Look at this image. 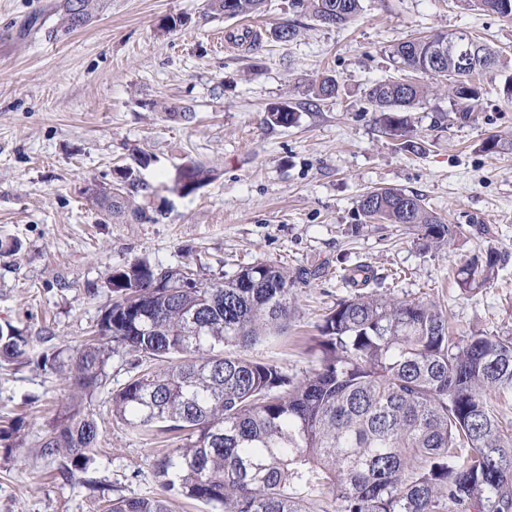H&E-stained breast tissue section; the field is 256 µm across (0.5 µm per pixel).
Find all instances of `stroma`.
Listing matches in <instances>:
<instances>
[{
	"instance_id": "35a3bbf8",
	"label": "stroma",
	"mask_w": 512,
	"mask_h": 512,
	"mask_svg": "<svg viewBox=\"0 0 512 512\" xmlns=\"http://www.w3.org/2000/svg\"><path fill=\"white\" fill-rule=\"evenodd\" d=\"M59 2L0 0V325L32 342L28 359L0 362V429L21 424L24 438L0 457V512H101L160 491L153 466L181 438L113 421L111 393L135 373L120 347L104 388L84 401L101 433L88 483L66 481L63 459L35 450L68 394L41 360L97 324L112 269L186 264L206 283L253 263L288 268L294 313L253 354L293 376L314 367L317 326L351 295L343 274L357 262L374 269L378 292L446 311L453 336H512V102L501 92L512 21L466 0H364L352 24L332 27L291 0H266L250 41L240 20L209 17L204 0H102L86 25L56 34ZM176 15L187 26L163 32L160 19ZM285 24L297 35L277 41ZM459 30L499 54L482 101L463 123L448 100H427L411 114L424 153L401 151L365 92L389 75L390 45ZM324 74L341 96L305 108L308 84ZM288 102L299 106L294 125L266 123L270 107ZM491 135L508 146L480 151ZM136 153L149 160L137 176L151 186L136 202L153 220L121 224L91 191ZM198 165L211 181L178 194L179 171ZM382 187L419 194L462 234L438 248L365 221L359 199ZM490 251L495 280L459 287V268Z\"/></svg>"
}]
</instances>
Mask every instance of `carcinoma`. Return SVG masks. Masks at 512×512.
Masks as SVG:
<instances>
[{"label": "carcinoma", "mask_w": 512, "mask_h": 512, "mask_svg": "<svg viewBox=\"0 0 512 512\" xmlns=\"http://www.w3.org/2000/svg\"><path fill=\"white\" fill-rule=\"evenodd\" d=\"M512 20L503 0H474ZM99 0H62L65 32L86 24ZM264 0H206L226 18L262 11ZM291 6L327 26H343L362 11V0H292ZM449 33L390 46L396 76L371 86L366 98L399 149L420 154L407 112L429 96L444 95L466 121L479 106L473 77L489 72L481 61L460 74L433 48ZM336 77L308 85L307 104L340 96ZM267 119L288 127L286 103ZM145 190L132 166L109 188L93 191L98 207L125 224L151 221L134 200ZM368 221L413 228L438 247L462 233L421 196L397 188L370 191L359 200ZM498 255L460 269L464 286L495 278ZM188 266L162 270L146 262L109 273L111 298L92 338L58 351L52 366L71 401L38 443L40 456L63 457L68 478L82 480L100 441L94 417L81 402L103 387L114 342L126 353L162 363L112 393L115 420L136 432L184 434V442L156 461L152 477L163 493L119 497L105 512H172L184 497L209 512H512V433L490 403L491 393L512 392V336L449 335L448 316L423 301L384 297L372 289L373 269L345 268L355 289L319 325L316 367L291 377L246 351L269 340L293 310L294 275L257 263L218 282L182 287ZM228 346L239 354L224 351ZM29 339L0 328V357L28 354Z\"/></svg>", "instance_id": "1"}]
</instances>
